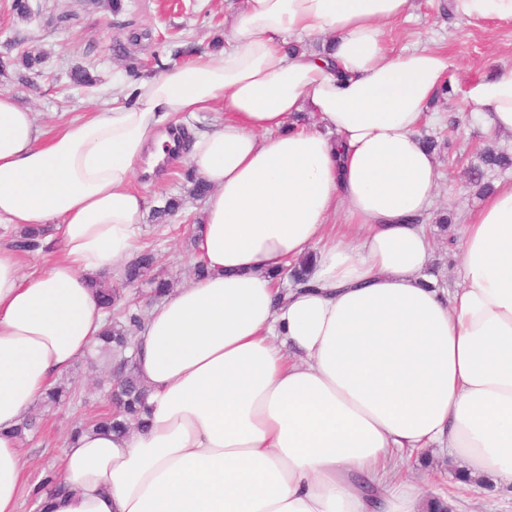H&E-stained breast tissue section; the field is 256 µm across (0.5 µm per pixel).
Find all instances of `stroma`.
<instances>
[{"instance_id":"35a3bbf8","label":"stroma","mask_w":512,"mask_h":512,"mask_svg":"<svg viewBox=\"0 0 512 512\" xmlns=\"http://www.w3.org/2000/svg\"><path fill=\"white\" fill-rule=\"evenodd\" d=\"M29 18H17L12 0H0V92L10 93L19 106L34 112L42 136L88 112L112 108V88H135L163 69L212 50L224 40L226 19L233 0H124L125 9L113 14L103 0H29ZM448 0H411L406 15L385 28L388 49L416 46L442 48L449 56L450 93L429 108L420 130L449 142V152L436 156L439 180L436 211L453 210L457 223L484 202L465 176L476 165L479 146L490 144L512 154V135L488 131L470 114L464 90L474 80L497 68H512V22L467 24L445 10ZM43 51L44 58L29 82H21L13 61L27 49ZM137 76H129L128 66ZM93 69L100 78L91 92L74 89L73 68ZM186 162H170L155 175L138 174L133 186L146 199L141 249L155 255L154 270L173 285L195 276L197 258L190 227L197 223L202 201L189 198L181 172ZM183 197L182 210L165 223L151 212L163 196ZM108 374L104 358L79 360L61 384L70 392L61 405L39 403L31 412L39 428L20 441L30 481L60 469L61 447L72 427L90 422L111 409L108 392L99 384ZM396 480L422 481L426 495L451 491L458 467L445 453L427 449L404 459Z\"/></svg>"}]
</instances>
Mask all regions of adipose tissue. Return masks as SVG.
Segmentation results:
<instances>
[{
	"label": "adipose tissue",
	"mask_w": 512,
	"mask_h": 512,
	"mask_svg": "<svg viewBox=\"0 0 512 512\" xmlns=\"http://www.w3.org/2000/svg\"><path fill=\"white\" fill-rule=\"evenodd\" d=\"M409 6L244 0L223 51L45 140L0 94V224L61 245L30 274L0 248V512L25 490L43 512H430L420 485L389 479L429 448L512 498V183L458 228L461 287L433 286L438 172L418 129L451 63L388 50L383 26ZM449 9L512 20V0ZM314 36L334 51L288 52ZM464 96L512 134V68ZM217 109L211 130H171ZM147 154L184 155L211 187L192 227L206 273L150 305L134 338L145 426L66 440L59 473L29 484L15 430L107 324L90 282L137 248ZM310 254L312 287H282Z\"/></svg>",
	"instance_id": "ef3b65f1"
}]
</instances>
